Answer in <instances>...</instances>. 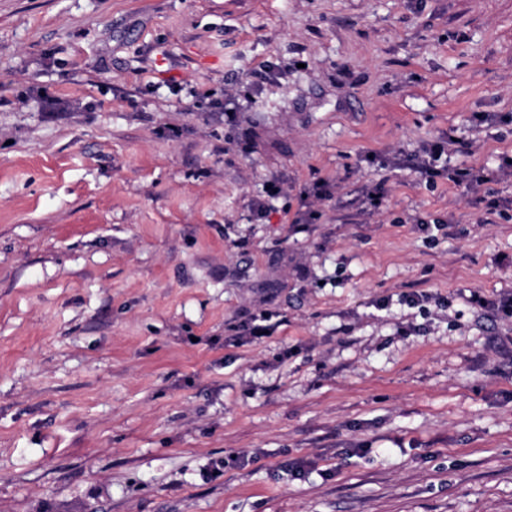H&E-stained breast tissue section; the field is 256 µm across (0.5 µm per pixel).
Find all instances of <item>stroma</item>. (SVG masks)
I'll return each mask as SVG.
<instances>
[{"label":"stroma","mask_w":512,"mask_h":512,"mask_svg":"<svg viewBox=\"0 0 512 512\" xmlns=\"http://www.w3.org/2000/svg\"><path fill=\"white\" fill-rule=\"evenodd\" d=\"M450 135L512 155V0H0V512H512ZM458 142L448 136V142L442 141L431 146L429 149H425V153L429 156L430 160L423 159L418 165L420 174L426 179L427 183H434L435 179L443 174L444 169L440 170L434 164L438 156H441L445 151L449 152L454 150L451 148Z\"/></svg>","instance_id":"35a3bbf8"}]
</instances>
